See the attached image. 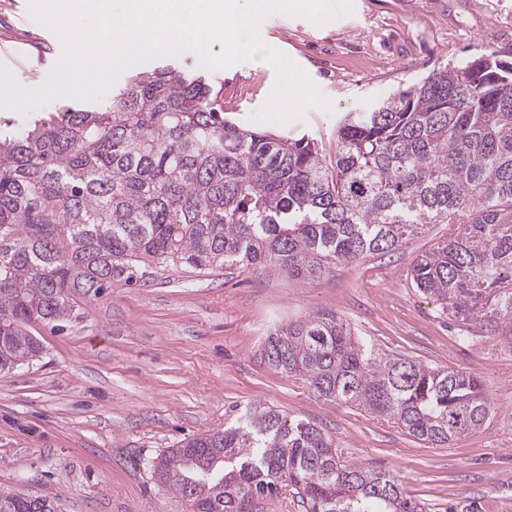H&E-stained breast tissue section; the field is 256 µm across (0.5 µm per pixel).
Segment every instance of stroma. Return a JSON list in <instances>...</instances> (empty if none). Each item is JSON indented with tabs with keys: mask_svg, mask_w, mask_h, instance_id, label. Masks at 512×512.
Wrapping results in <instances>:
<instances>
[{
	"mask_svg": "<svg viewBox=\"0 0 512 512\" xmlns=\"http://www.w3.org/2000/svg\"><path fill=\"white\" fill-rule=\"evenodd\" d=\"M27 8L28 0H0V51L17 52L12 70L34 87L48 70L29 60L49 31ZM261 28L333 105L265 130L308 133L329 157L341 118L370 111L434 68L488 54L512 64V0H354L352 14L321 26L274 13ZM212 76L224 85L225 117L245 128L276 82L261 60ZM447 236V225H436L399 251L314 281L259 263L210 274L171 266L143 285L78 300L69 319L36 326L38 357L0 373V491L55 498L57 512H186L155 485L152 460L263 404L322 427L344 461L397 476L431 512L451 504L512 512V348L495 336L456 344L447 314L409 283L413 257ZM321 310L381 352L482 376L492 405L483 427L441 448L316 399L304 378L261 361L274 325Z\"/></svg>",
	"mask_w": 512,
	"mask_h": 512,
	"instance_id": "obj_1",
	"label": "stroma"
}]
</instances>
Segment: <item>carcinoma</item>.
Masks as SVG:
<instances>
[{
  "label": "carcinoma",
  "mask_w": 512,
  "mask_h": 512,
  "mask_svg": "<svg viewBox=\"0 0 512 512\" xmlns=\"http://www.w3.org/2000/svg\"><path fill=\"white\" fill-rule=\"evenodd\" d=\"M224 86L170 65L138 69L104 109L68 104L0 132V372L37 357L30 325L68 318L156 270L269 263L317 280L401 249L433 224L411 285L460 337L512 345V66L485 55L343 118L336 157L317 141L224 118ZM261 358L319 399L446 446L490 414L476 374L380 352L332 311L268 335ZM158 487L187 512H242L289 488L305 512H427L393 475L341 460L322 428L262 405L159 454ZM0 512H55L0 493Z\"/></svg>",
  "instance_id": "cac0c4a2"
}]
</instances>
